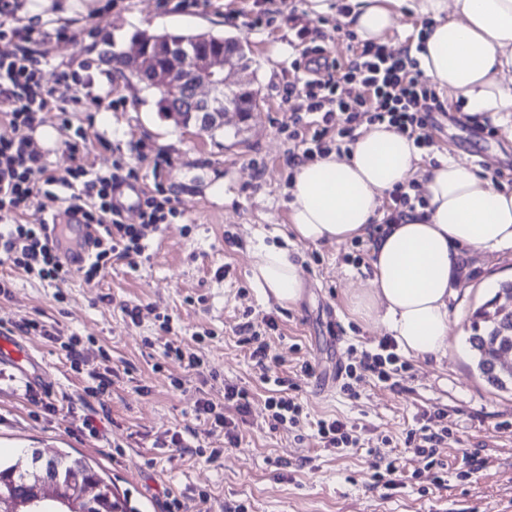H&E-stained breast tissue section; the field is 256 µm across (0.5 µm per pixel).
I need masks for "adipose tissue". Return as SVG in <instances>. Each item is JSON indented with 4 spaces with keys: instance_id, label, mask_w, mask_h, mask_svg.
<instances>
[{
    "instance_id": "adipose-tissue-1",
    "label": "adipose tissue",
    "mask_w": 512,
    "mask_h": 512,
    "mask_svg": "<svg viewBox=\"0 0 512 512\" xmlns=\"http://www.w3.org/2000/svg\"><path fill=\"white\" fill-rule=\"evenodd\" d=\"M339 21L365 43L386 44L402 11L425 22L415 57L429 83L512 134V0H344ZM417 180L424 206L383 225L372 277L347 295L350 313L385 325L409 355L448 354L450 311L466 252L512 250V191L451 158L423 162L388 123L365 125L345 158L294 164L288 229L294 242L345 243L367 234L385 199ZM251 278L264 297L298 302L305 289L288 247L259 243Z\"/></svg>"
}]
</instances>
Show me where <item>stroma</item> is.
I'll list each match as a JSON object with an SVG mask.
<instances>
[{"label":"stroma","instance_id":"obj_1","mask_svg":"<svg viewBox=\"0 0 512 512\" xmlns=\"http://www.w3.org/2000/svg\"><path fill=\"white\" fill-rule=\"evenodd\" d=\"M23 2L20 15L40 34L32 47L44 54L47 71L87 69L91 94L122 101L115 110L72 114L88 134L89 161L106 163L120 148L138 169L142 189L162 185L178 214L150 233L137 272L119 262L91 286L77 277L58 292L0 265V275L12 280L9 293L0 294V327L26 319L58 323L78 337L83 356L80 368H72L48 337L19 334L44 373L32 384L20 366L0 365V455L49 448L84 458L137 512H164L171 494L185 512H234L241 504L248 512H512V391L486 382L468 343L476 309L500 282L512 280L511 251L467 254L449 303L447 357L399 353L389 380L367 372L349 392L337 368L359 366L389 336L346 305L353 284L372 274L369 241L293 245L306 288L292 306L265 301L250 279V247L283 243L288 234L295 146L284 90L299 77L292 63L304 49L295 32L310 30L342 63L360 44L356 34L335 14L309 15L307 0H98L97 7L69 14L66 0H51L44 18L29 13L33 0ZM60 27L69 39L56 37ZM161 31H210L247 43L259 109L241 134H234L231 115L226 132L213 137L177 126L152 92L112 62V54L133 47L134 34ZM279 43L289 55H275ZM439 100L443 110L427 129L433 145L423 160L453 158L512 191V136L491 121L467 119L447 93ZM33 140L53 168L69 166L58 113L39 114ZM157 157L163 160L158 170ZM222 266L228 275L216 277ZM126 305L144 306L140 323L123 314ZM165 316L169 334L160 328ZM266 316L278 324L270 339L278 360L269 374L288 378L289 395L303 407L298 425L275 430L268 391L238 335L241 325ZM196 332L204 334L202 343H194ZM172 338L204 357L202 372L161 359ZM305 361L315 376L301 373ZM91 371L110 372L112 385L88 397ZM175 377L182 389L173 388ZM228 383L252 393L235 446L225 445L223 434H208L192 412L200 396L223 404ZM89 414L99 419L94 437L79 430ZM329 418L346 424L352 444L324 446L317 423ZM423 426L448 429L436 449L444 469L404 445L407 432ZM188 427L198 431V447H173V434ZM214 448L222 454L208 460ZM380 453L392 460L393 472L377 466Z\"/></svg>","mask_w":512,"mask_h":512}]
</instances>
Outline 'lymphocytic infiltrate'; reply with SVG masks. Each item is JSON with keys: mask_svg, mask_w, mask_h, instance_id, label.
I'll return each instance as SVG.
<instances>
[{"mask_svg": "<svg viewBox=\"0 0 512 512\" xmlns=\"http://www.w3.org/2000/svg\"><path fill=\"white\" fill-rule=\"evenodd\" d=\"M18 0H0V41L16 49L0 56V122L8 123L10 137H0V262L37 276L49 286H66L73 273L56 254L48 230V218L24 223L23 218L49 187L66 189L64 205L81 211L86 223L95 225L99 238L82 270L85 281H94L112 263L126 262L137 269V257L149 248L148 233L176 215L177 209L163 188L141 192L135 201L142 221L128 224L112 201V190L120 183L138 180L136 169L123 156L113 155L109 166L89 163L84 152L87 134L72 126L71 113L82 111L86 103L103 106L102 97L86 100L75 93L68 102L57 100L46 80L41 55L30 49L34 40L31 26L21 24ZM306 76L301 84H289L288 97L298 103L289 140L302 148V159L313 160L330 151H345L360 123L385 122L413 138L418 147L432 146L426 134L432 114L440 110L436 91L431 87L408 48L391 53L384 47L364 45L348 63L329 61L322 55L307 57ZM42 112L61 115V127L69 131L67 145L71 164L59 171L47 163L33 145L32 131ZM340 126H333L334 116ZM225 408L209 398L194 403L196 417L221 429L229 444H237L239 420L250 408L246 388H224Z\"/></svg>", "mask_w": 512, "mask_h": 512, "instance_id": "f902f5d3", "label": "lymphocytic infiltrate"}]
</instances>
